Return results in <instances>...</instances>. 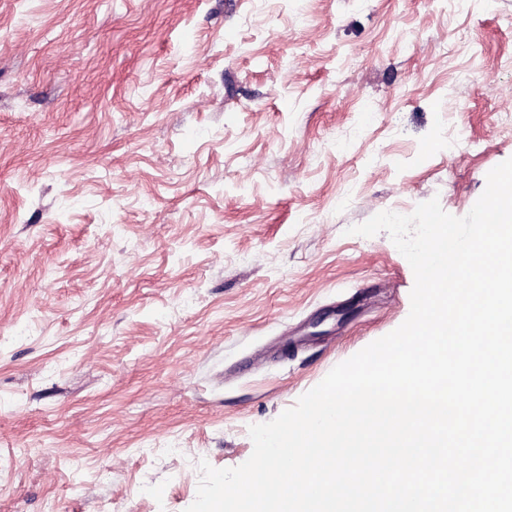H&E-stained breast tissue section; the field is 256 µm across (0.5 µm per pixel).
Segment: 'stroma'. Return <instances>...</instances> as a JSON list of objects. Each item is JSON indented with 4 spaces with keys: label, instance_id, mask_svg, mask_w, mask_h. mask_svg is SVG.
Returning a JSON list of instances; mask_svg holds the SVG:
<instances>
[{
    "label": "stroma",
    "instance_id": "stroma-1",
    "mask_svg": "<svg viewBox=\"0 0 512 512\" xmlns=\"http://www.w3.org/2000/svg\"><path fill=\"white\" fill-rule=\"evenodd\" d=\"M512 0H0V512H186L407 318L383 211L512 158Z\"/></svg>",
    "mask_w": 512,
    "mask_h": 512
}]
</instances>
